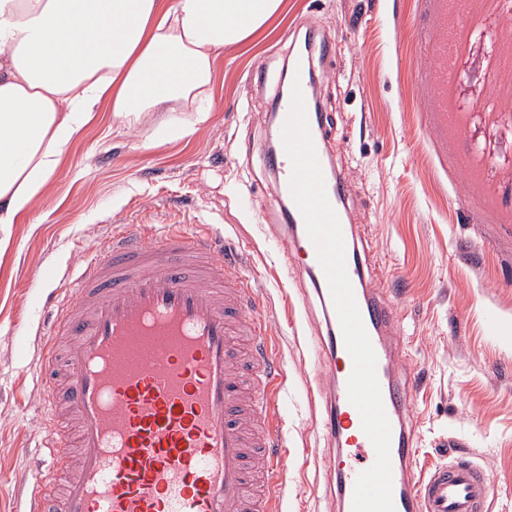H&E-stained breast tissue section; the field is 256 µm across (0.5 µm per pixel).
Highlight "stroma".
I'll return each instance as SVG.
<instances>
[{
	"label": "stroma",
	"mask_w": 512,
	"mask_h": 512,
	"mask_svg": "<svg viewBox=\"0 0 512 512\" xmlns=\"http://www.w3.org/2000/svg\"><path fill=\"white\" fill-rule=\"evenodd\" d=\"M434 17L432 0H285L271 32L217 59L212 111L194 134L160 131L194 123L192 112H152L127 127L103 108L73 138L32 210L0 225V512H16L13 483L46 431L37 383L18 371L48 332L35 307L122 224H211L236 244L286 377L288 512H331L313 385L320 356L305 347L326 327L309 279L285 275L263 230L281 221L263 156L268 113L309 25L333 47L311 60L328 159L347 181L361 257L407 354L396 371L413 394L412 471L469 449L492 481L486 512H512V344L483 332L490 313L512 323V0H473L471 16H449L461 50L447 130L418 77ZM259 65L266 81L250 82ZM50 266L52 286L41 280Z\"/></svg>",
	"instance_id": "1"
}]
</instances>
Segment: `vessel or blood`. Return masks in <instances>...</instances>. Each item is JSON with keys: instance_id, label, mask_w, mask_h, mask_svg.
Returning <instances> with one entry per match:
<instances>
[{"instance_id": "1", "label": "vessel or blood", "mask_w": 512, "mask_h": 512, "mask_svg": "<svg viewBox=\"0 0 512 512\" xmlns=\"http://www.w3.org/2000/svg\"><path fill=\"white\" fill-rule=\"evenodd\" d=\"M438 4L429 58L431 92L441 107L459 54L448 9H464L465 0ZM313 52L330 49L311 26L304 53L292 63L304 89ZM307 118L318 161L326 163L323 116L311 111ZM270 165L279 197L289 199L292 164L284 147ZM325 187L342 221L347 274L377 358L391 425L395 512H484L490 481L467 458L418 479L407 475L417 439L403 416L411 392L395 375L397 349L386 338L392 310L373 288L345 221L344 177L326 178ZM284 217L275 250L284 267L309 276L327 326L318 341L325 359L318 425L337 447L329 466L341 512H353L357 477L376 453L348 399L353 361L316 248L296 204ZM46 304L56 316L38 366L42 413L70 418L75 427L68 435H46L47 473L64 467L68 477L51 498L42 476L28 477L26 512H283L288 450L274 330L254 281L225 258L216 228L165 224L148 235L139 225H121L109 245L81 258L70 298L61 302L51 294Z\"/></svg>"}]
</instances>
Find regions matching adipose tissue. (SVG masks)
I'll use <instances>...</instances> for the list:
<instances>
[{
	"mask_svg": "<svg viewBox=\"0 0 512 512\" xmlns=\"http://www.w3.org/2000/svg\"><path fill=\"white\" fill-rule=\"evenodd\" d=\"M283 0H0V224L32 208L100 108L124 125L207 105L225 48Z\"/></svg>",
	"mask_w": 512,
	"mask_h": 512,
	"instance_id": "ef3b65f1",
	"label": "adipose tissue"
}]
</instances>
